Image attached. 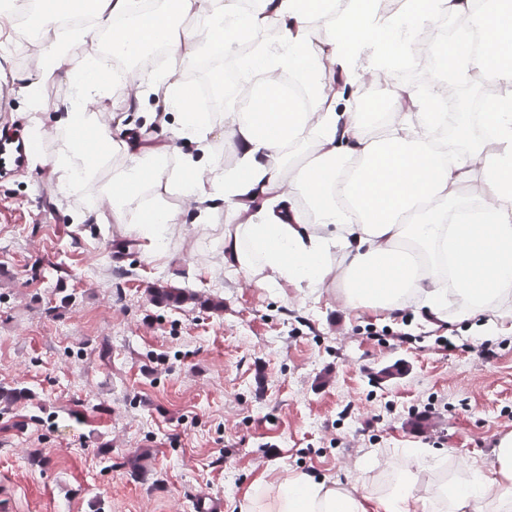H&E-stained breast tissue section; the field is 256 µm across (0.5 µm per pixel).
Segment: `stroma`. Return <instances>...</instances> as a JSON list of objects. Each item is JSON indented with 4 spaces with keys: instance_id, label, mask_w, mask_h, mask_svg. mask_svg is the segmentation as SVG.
<instances>
[{
    "instance_id": "obj_1",
    "label": "stroma",
    "mask_w": 512,
    "mask_h": 512,
    "mask_svg": "<svg viewBox=\"0 0 512 512\" xmlns=\"http://www.w3.org/2000/svg\"><path fill=\"white\" fill-rule=\"evenodd\" d=\"M10 42L0 127L49 153L69 77L44 84L30 133L13 76L36 71L40 49L18 29ZM88 109L138 124L160 106L112 83ZM54 192L40 166L0 180V387L31 394L0 402V512H192L202 492L244 512L293 473L373 504L407 474L427 497L490 475L512 431L511 333L436 327L414 302L387 318L350 310L329 286L259 285L218 260L222 208L149 258L115 224L79 223L110 211L96 186L66 209ZM158 288L198 300L158 304Z\"/></svg>"
}]
</instances>
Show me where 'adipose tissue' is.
<instances>
[{
  "instance_id": "adipose-tissue-1",
  "label": "adipose tissue",
  "mask_w": 512,
  "mask_h": 512,
  "mask_svg": "<svg viewBox=\"0 0 512 512\" xmlns=\"http://www.w3.org/2000/svg\"><path fill=\"white\" fill-rule=\"evenodd\" d=\"M262 2L268 10L260 18L241 14L237 0H158L133 18L130 0H36L40 65L35 74L19 76L18 94L38 112L43 85L61 69L83 74L63 106L52 154L38 159L55 176L59 199L97 182L111 204L110 215H97V223L124 225L126 233L143 239L150 258L159 254L160 236L181 221L180 211L166 206L167 195L190 198L202 220L213 201L221 200L233 218L247 215L244 223L224 227L225 265L280 287L341 281L343 301L354 311L386 314L412 298L422 302L431 322L467 321L512 297V0H490L480 20V55H471L460 39L434 49L456 79L477 69L503 89L485 101L487 136L475 140L469 128L460 127V138L473 142L465 153L442 142L447 115L434 102H425L423 111L398 114L386 134L375 137L369 129L380 125V113L298 111L279 85L280 73L292 72L310 100H317L325 91L327 64L346 61L369 45L377 49V63H399L411 53L415 32L454 9L453 0H405L403 11L386 21L373 0H350L342 11L335 0ZM68 9L89 10L94 26L111 35L113 52L130 58L162 36L176 63L209 45L229 50L240 31L261 22L280 27L281 44L277 53L250 60L263 86L246 112L230 106L218 117L191 111L187 85L167 74L151 79L150 90L176 110L177 121L162 126L160 141L148 143L129 132L113 133L110 122L89 111L111 74L90 57L74 60L73 40H86L91 28H77L70 41L60 37L59 21ZM188 14L205 38L196 32L176 36L179 19ZM312 15L332 20L322 34L331 47L323 58L293 32ZM217 128L238 155L234 168H224L215 157L201 162L190 155L171 165L178 141L196 142L206 153ZM107 166L112 172L101 178ZM472 177L480 179L493 205L449 218L460 183ZM288 197L295 203L287 207ZM492 472L477 485L441 486L438 497L448 512H476L483 499L492 502L493 512H512V442L497 448ZM247 512L368 508L365 496L338 483L293 474L279 482L274 495L250 503Z\"/></svg>"
}]
</instances>
